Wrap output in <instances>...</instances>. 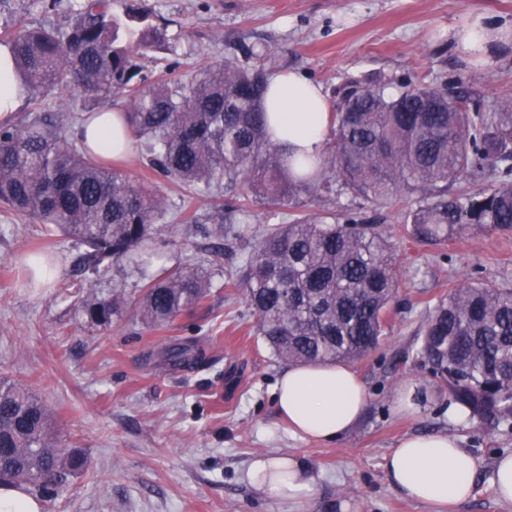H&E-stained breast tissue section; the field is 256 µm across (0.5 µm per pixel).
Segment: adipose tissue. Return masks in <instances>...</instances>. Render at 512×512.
Segmentation results:
<instances>
[{
	"instance_id": "adipose-tissue-1",
	"label": "adipose tissue",
	"mask_w": 512,
	"mask_h": 512,
	"mask_svg": "<svg viewBox=\"0 0 512 512\" xmlns=\"http://www.w3.org/2000/svg\"><path fill=\"white\" fill-rule=\"evenodd\" d=\"M452 39L465 58L491 63L494 44L511 40L504 26L478 17L455 28ZM274 141L285 156L320 157L329 131V104L319 83L291 72L274 77L264 101ZM78 137L89 152L130 160L137 141L123 110L115 109L82 121ZM276 407L295 434L331 442L347 433L366 408L367 394L357 374L342 363L295 364L276 384ZM482 462L441 431L403 438L385 458L392 485L434 512L467 501ZM248 479L264 495L297 500L310 488L299 461L286 455L252 460Z\"/></svg>"
}]
</instances>
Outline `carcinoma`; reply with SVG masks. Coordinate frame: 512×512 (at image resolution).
I'll use <instances>...</instances> for the list:
<instances>
[{
	"label": "carcinoma",
	"instance_id": "obj_1",
	"mask_svg": "<svg viewBox=\"0 0 512 512\" xmlns=\"http://www.w3.org/2000/svg\"><path fill=\"white\" fill-rule=\"evenodd\" d=\"M65 28L30 22L6 31L27 96L73 86L85 97L127 95L128 123L150 168L213 201L214 233L239 237L243 206H224L212 188L232 198L243 191L268 207L301 195H349L384 206L416 197L403 212L420 241L445 240L480 228L512 232V103L480 111L465 95L450 96L433 82L378 83L332 106L329 142L320 171L308 158L287 163L272 141L263 109L271 72L234 59L178 80L144 85L140 58L163 48L166 27L150 22L143 0H76ZM479 170L487 185L459 195L453 183ZM0 203L74 238L94 273L124 261L147 283L137 314L162 326L200 304L210 284L186 262L145 275L153 224L165 212L149 183H135L111 160L87 155L50 113L0 122ZM243 282L256 329L281 361L361 359L385 336L397 294L392 244L372 224L298 217L260 237L244 259ZM124 299L101 296L84 305L90 319L112 324ZM174 364L204 361L202 351L177 343ZM418 354L470 418L512 417V289L469 283L432 307ZM46 405L23 386L0 380V483H21L48 499L59 495L88 459L61 448L50 432Z\"/></svg>",
	"mask_w": 512,
	"mask_h": 512
}]
</instances>
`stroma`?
<instances>
[{
    "mask_svg": "<svg viewBox=\"0 0 512 512\" xmlns=\"http://www.w3.org/2000/svg\"><path fill=\"white\" fill-rule=\"evenodd\" d=\"M71 0L49 14L27 0L0 6V28L18 20L65 26ZM151 20L167 27L168 47L142 59L149 82L182 78L224 58L246 59L276 72L300 71L335 98L344 80L364 84L427 77L450 94L470 95L493 111L512 102V43L493 64L461 57L452 32L484 15L512 26V0H148ZM129 110L126 96L98 102L79 89L25 103L24 112L53 113L69 135L80 119L103 108ZM131 179L151 180L166 201L154 226L159 262L200 265L211 283L204 302L163 327L141 323L132 308L97 326L83 305L119 292L136 298L139 271L116 265L90 277L82 245L45 236L41 225L0 207V378L22 384L49 407L57 444L91 464L44 512H430L387 478L386 455L403 437L446 431L483 461L471 498L453 512H512L497 499L492 466L512 453V420L448 418L446 386L417 357L430 309L467 281L512 288V232L474 230L439 244L411 240L403 204L364 205L344 196L305 197L296 207H252L233 242L210 236V202L165 181L143 157L124 163ZM199 221H183V203ZM377 225L396 246L399 304L380 347L355 361L368 393L365 413L347 434L318 442L292 434L280 418L276 381L285 367L258 335L248 310L242 256L277 224L307 213L333 221L344 211ZM58 263L60 276L43 285L31 278L33 253ZM174 343L202 349L204 363L172 365ZM419 385L426 399L418 414L393 408L403 386ZM297 459L311 478L299 501L272 499L246 474L259 454Z\"/></svg>",
    "mask_w": 512,
    "mask_h": 512,
    "instance_id": "35a3bbf8",
    "label": "stroma"
}]
</instances>
